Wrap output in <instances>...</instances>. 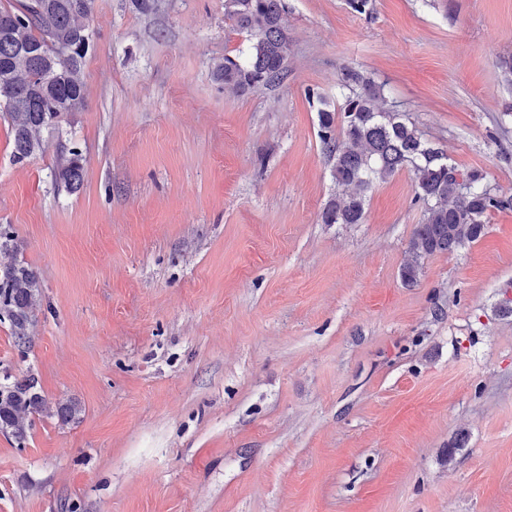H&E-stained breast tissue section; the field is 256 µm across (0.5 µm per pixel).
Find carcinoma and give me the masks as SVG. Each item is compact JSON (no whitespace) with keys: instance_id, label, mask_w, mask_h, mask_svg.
Wrapping results in <instances>:
<instances>
[{"instance_id":"cac0c4a2","label":"carcinoma","mask_w":512,"mask_h":512,"mask_svg":"<svg viewBox=\"0 0 512 512\" xmlns=\"http://www.w3.org/2000/svg\"><path fill=\"white\" fill-rule=\"evenodd\" d=\"M95 0H44L45 13L29 3L0 9V110L13 130V159L22 163L46 151L45 135L60 130L69 112L85 106L83 65L90 48V16ZM282 0H224V16L254 42L244 59L224 57L215 65L214 79L224 88L246 92L282 82L290 43L282 26ZM343 104L319 110V140L333 161L332 177L341 194L322 213L325 224L363 222L368 192L377 182L405 166L416 175L414 201L423 220L415 226L401 268L402 280L417 281L421 260L451 254L483 236L493 211L512 208L485 182L478 170L461 172L448 156L429 145L402 115L385 107L384 85L345 69L340 83ZM55 180L72 191L81 183L78 150L61 152ZM17 249L9 224L0 225V252ZM40 297L38 272L24 262L0 265V321L8 322L14 343L31 342L34 311ZM46 412L39 380L30 373L0 379V434L23 445L32 415ZM82 407L68 400L53 416L63 423L79 419Z\"/></svg>"}]
</instances>
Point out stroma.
I'll use <instances>...</instances> for the list:
<instances>
[{
    "instance_id": "obj_1",
    "label": "stroma",
    "mask_w": 512,
    "mask_h": 512,
    "mask_svg": "<svg viewBox=\"0 0 512 512\" xmlns=\"http://www.w3.org/2000/svg\"><path fill=\"white\" fill-rule=\"evenodd\" d=\"M284 3L278 85L214 80L252 42L224 0H95L83 110L21 164L0 113V265L41 286L30 348L0 323V372L83 407L0 435V512H512V210L405 284L412 169L326 224L318 138L352 67L512 195V0ZM54 176L55 180L64 184L69 191L78 188L82 180V164L81 155L76 148L61 151Z\"/></svg>"
}]
</instances>
